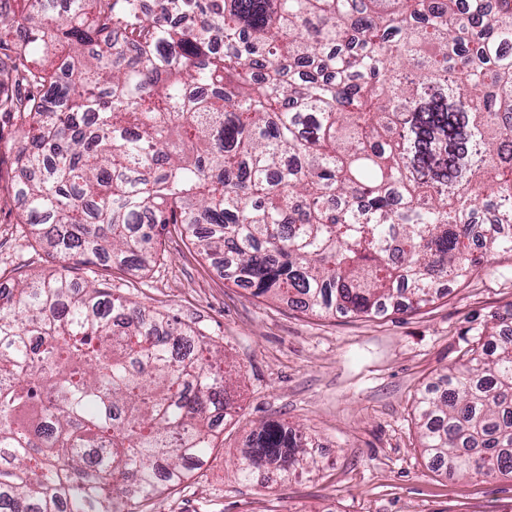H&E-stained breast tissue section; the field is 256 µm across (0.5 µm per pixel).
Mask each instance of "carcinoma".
<instances>
[{
    "label": "carcinoma",
    "mask_w": 512,
    "mask_h": 512,
    "mask_svg": "<svg viewBox=\"0 0 512 512\" xmlns=\"http://www.w3.org/2000/svg\"><path fill=\"white\" fill-rule=\"evenodd\" d=\"M0 143L21 237L0 288V512H152L234 412L206 334L112 293L179 224L224 279L325 315L413 312L512 253V0H18ZM417 402L452 476H512V309ZM318 467L267 421L235 479ZM18 214L12 205L0 209V283L7 285L20 273L48 276L62 269L61 262L51 261L35 243L19 240Z\"/></svg>",
    "instance_id": "carcinoma-1"
}]
</instances>
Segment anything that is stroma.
I'll use <instances>...</instances> for the list:
<instances>
[{"label": "stroma", "mask_w": 512, "mask_h": 512, "mask_svg": "<svg viewBox=\"0 0 512 512\" xmlns=\"http://www.w3.org/2000/svg\"><path fill=\"white\" fill-rule=\"evenodd\" d=\"M17 221L14 206L0 207V283L60 270L19 239ZM162 240L159 265H101L97 274L142 305L195 323L223 348L236 414L208 462L156 497L155 512H512V478L429 468L414 411L425 385L459 366L478 328L512 308L511 254L488 256L418 311L361 319L253 297L202 259L180 225H168ZM263 421L303 427L319 470L268 488L237 482L232 463Z\"/></svg>", "instance_id": "stroma-1"}]
</instances>
